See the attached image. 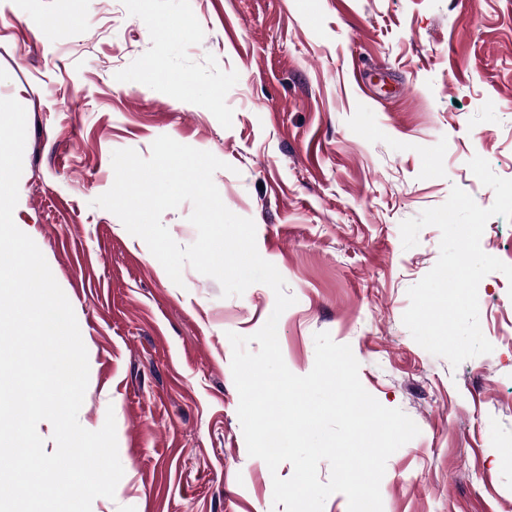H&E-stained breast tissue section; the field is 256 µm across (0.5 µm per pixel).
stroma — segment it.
Returning a JSON list of instances; mask_svg holds the SVG:
<instances>
[{
	"label": "stroma",
	"mask_w": 512,
	"mask_h": 512,
	"mask_svg": "<svg viewBox=\"0 0 512 512\" xmlns=\"http://www.w3.org/2000/svg\"><path fill=\"white\" fill-rule=\"evenodd\" d=\"M157 62L160 74L148 71ZM26 111L15 224L43 253L88 352L80 424L114 415L124 474L91 512H285L237 414L234 332L268 320L266 285L223 297L93 201L113 151L175 141L225 162V206L295 297L277 324L308 374L314 335L350 345L364 389L420 433L386 462L383 512H512V283L484 277L491 353L451 366L405 327L441 232L402 221L452 186L512 179V0H0V99Z\"/></svg>",
	"instance_id": "stroma-1"
}]
</instances>
